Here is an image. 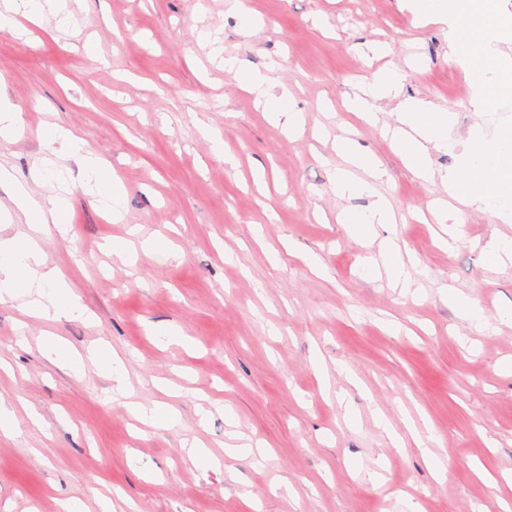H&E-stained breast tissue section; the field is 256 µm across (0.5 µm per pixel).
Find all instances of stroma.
<instances>
[{
    "label": "stroma",
    "instance_id": "obj_1",
    "mask_svg": "<svg viewBox=\"0 0 512 512\" xmlns=\"http://www.w3.org/2000/svg\"><path fill=\"white\" fill-rule=\"evenodd\" d=\"M68 3L67 30L49 13L30 38L0 31V92L23 119L0 138V166L31 181L47 155L42 130L66 124L114 169L124 215L107 222L78 189L69 233L42 241L90 320L49 322L0 302V404L17 421L0 439V512H59L69 497L84 512H405L411 502L500 512L512 502V265L487 254L492 239H512V223L470 211L465 240L446 249L441 226L422 221L443 186L416 178L382 130L395 101L382 102L376 126L343 105L365 77L397 68L403 96L453 111L458 134L478 124L490 136L512 122V95L474 111L447 24H416L412 0H247L254 26L234 0ZM376 41L388 55H365ZM228 59L287 86L302 133L273 124ZM204 123L221 131L223 156ZM351 133L383 164L377 188L404 217L364 240L336 221L371 202L333 188L345 165L336 140ZM133 226L169 237L174 257L102 251ZM389 237L418 263L410 290L363 271ZM455 291L482 310V326L457 316ZM160 323L179 338L157 336ZM48 336L86 357L108 345L132 400L175 407L180 426L136 422L93 361L78 375L50 363ZM250 441L263 454L225 452ZM192 443L213 467L192 463Z\"/></svg>",
    "mask_w": 512,
    "mask_h": 512
}]
</instances>
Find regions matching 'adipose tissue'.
I'll return each instance as SVG.
<instances>
[{"instance_id":"1","label":"adipose tissue","mask_w":512,"mask_h":512,"mask_svg":"<svg viewBox=\"0 0 512 512\" xmlns=\"http://www.w3.org/2000/svg\"><path fill=\"white\" fill-rule=\"evenodd\" d=\"M414 15L423 23L447 21L450 59L468 68L474 77V111H490L503 91L512 90V73L499 66L497 30L501 12L497 0H414ZM236 74L241 86L255 95L271 121L285 134L293 136L301 130L303 118L292 108L287 88L273 90L269 78L258 71L240 68ZM403 79L396 69L373 72L364 93L348 99L347 110L372 123L377 119L379 100L397 99L392 147L415 176L444 186L449 199L439 202L433 216L437 223L447 226L451 239L462 238L466 214L471 209L512 223V125L500 126L491 138L477 126L466 136H459L454 112L424 98L401 97ZM42 140L52 152L78 161L79 186L91 196L94 205L113 221H120L125 190L88 142L59 123L47 127ZM433 148L454 151L455 166L445 173H436L429 154ZM336 149L347 162L346 168L337 170L334 176L337 195H366L372 199L368 207L347 208L338 215L339 223L346 225L351 236L362 240L372 235L375 226L395 223L396 217L373 185L382 176L377 157L348 137L339 139ZM355 168L366 172V179L353 178L351 171ZM61 175L57 168L44 167L36 173L33 184L49 185ZM0 184L10 185L12 202L11 208L0 209V223L10 224L20 217L28 226L23 235L0 239V301L24 300L27 314L46 319L83 317L85 310L72 284L47 265L42 250V236L48 225H55L61 232L67 228L71 210L68 195L36 194L33 184L14 181L11 172L3 167Z\"/></svg>"}]
</instances>
